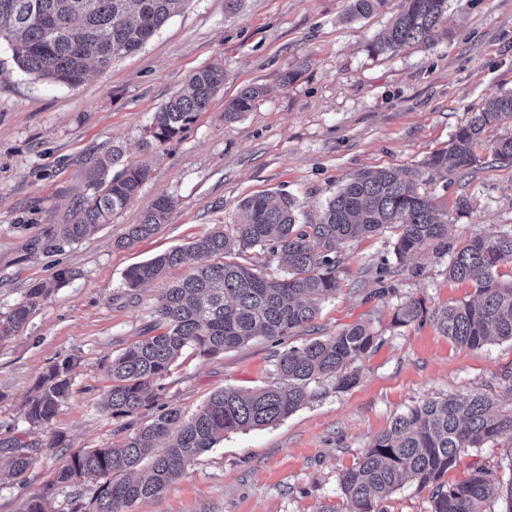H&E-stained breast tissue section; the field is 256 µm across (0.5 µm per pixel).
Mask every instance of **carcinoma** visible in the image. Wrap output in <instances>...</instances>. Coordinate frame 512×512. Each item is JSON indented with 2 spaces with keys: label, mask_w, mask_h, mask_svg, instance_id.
Instances as JSON below:
<instances>
[{
  "label": "carcinoma",
  "mask_w": 512,
  "mask_h": 512,
  "mask_svg": "<svg viewBox=\"0 0 512 512\" xmlns=\"http://www.w3.org/2000/svg\"><path fill=\"white\" fill-rule=\"evenodd\" d=\"M186 0H0V40L11 46L18 66L28 74L78 86L91 71H105L112 61L141 49ZM388 0H350L348 18H364ZM448 0H399L384 34L366 48L374 56L393 53L408 44H435L441 34ZM224 84V66L208 64L195 71L188 88L171 96L154 113L145 151L186 131ZM263 90L243 88L224 105V119L233 121L251 111ZM512 124V94L491 98L484 108L451 136L448 147L434 152L416 170L360 172L348 178L327 202L316 224L298 222L292 197L261 195L239 203L241 220L225 224L194 240L130 268L126 288L134 290L169 267L190 264L191 273L159 296L149 335L112 359V388L104 403L114 418H127L155 403L163 381L183 352L212 357L256 336L284 343L293 329L311 322L316 301L339 290L336 269L344 244L381 229L398 231L395 253L404 258L442 242L452 223L450 214L419 185L437 174H462L473 167L480 146L496 159L512 163V136L486 143L488 127ZM146 165L132 166L119 145L89 167L83 191L75 202V218L61 224L59 240H83L137 196L149 177ZM175 207L170 196L156 198L130 224L120 245L154 234ZM259 248L279 260L280 272L267 273L236 261ZM512 267V231L473 236L453 252L448 279L469 283L474 298L432 309L423 299L407 301L394 317L397 325L429 320L454 342L479 348L493 340H512V279L500 268ZM50 292L45 283L28 289V302L0 319V338L14 335L28 321L36 302ZM378 346L369 326L354 324L336 335L278 352L273 380L242 391L225 388L213 394L191 418L177 408L160 406L151 422L112 448H91L70 456L57 483L75 486L100 482L92 512H126L136 502L161 494L188 465L214 448L224 433L260 429L282 421L327 388L337 392L357 381V364ZM71 364L52 366L27 401L26 418L33 425L50 423L69 397ZM512 376L467 394L427 399L397 416L366 451L338 477L351 512H378V504L405 483L429 490L431 512H495L491 491L505 487L512 512V443L496 470L476 467L452 485L443 481L461 453L480 448L512 432ZM33 449L12 448L9 476L18 478L34 464Z\"/></svg>",
  "instance_id": "cac0c4a2"
}]
</instances>
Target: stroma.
I'll return each instance as SVG.
<instances>
[{
    "mask_svg": "<svg viewBox=\"0 0 512 512\" xmlns=\"http://www.w3.org/2000/svg\"><path fill=\"white\" fill-rule=\"evenodd\" d=\"M397 4L388 0L378 13L350 21L348 0H245L233 14L224 0H187L140 50L76 87L25 73L0 44V318L33 285H54L20 332L0 340V466L7 445L35 452L23 480L0 484V512H25L48 487L46 512H70L75 498L90 503L96 482L57 484L66 459L122 444L128 425L152 419L151 407L129 422L103 409L109 367L144 336L159 295L189 268H170L135 291L123 285L128 269L234 223L238 203L254 195H289L301 222L317 223L346 177L419 166L489 98L512 92V0H448L449 38L369 54L367 42ZM217 61L223 86L185 133L160 147L138 196L80 243L51 248L58 226L73 218L94 159L120 144L128 163H141L154 112L194 71ZM287 70L296 77L285 85ZM246 86L265 94L250 112L225 121V102ZM424 191L451 212L458 201L468 203L467 216L449 225L446 246H427L402 262L392 231L348 243L336 297L289 340L299 347L369 324L381 345L362 363L357 384L327 391L276 425L225 434L131 512H348L339 475L397 415L512 374L511 340L473 349L428 321L391 324L410 298L436 307L473 296L470 284L449 280L448 248L512 229V164L487 153L467 174L435 179ZM162 194L176 201L168 224L117 247ZM278 350L259 337L213 357L184 354L160 400L189 417L214 392L266 386ZM65 361L72 365L68 399L51 424L28 423L26 400L41 376ZM57 434L65 437L59 448L51 445ZM511 443L506 433L461 454L445 481L456 483L478 465L496 467Z\"/></svg>",
    "mask_w": 512,
    "mask_h": 512,
    "instance_id": "stroma-1",
    "label": "stroma"
}]
</instances>
